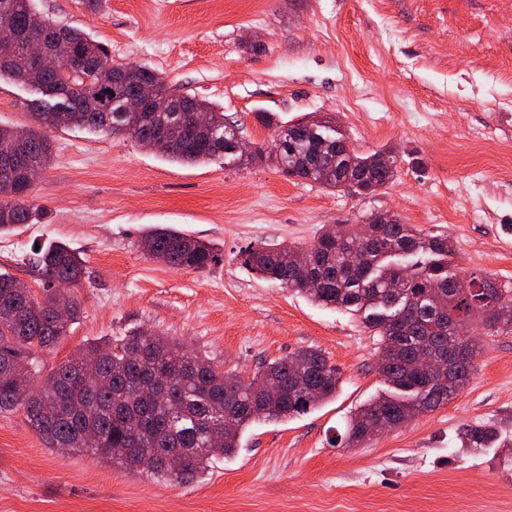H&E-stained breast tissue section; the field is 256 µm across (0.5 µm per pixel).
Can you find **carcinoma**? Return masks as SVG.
<instances>
[{
  "instance_id": "obj_1",
  "label": "carcinoma",
  "mask_w": 512,
  "mask_h": 512,
  "mask_svg": "<svg viewBox=\"0 0 512 512\" xmlns=\"http://www.w3.org/2000/svg\"><path fill=\"white\" fill-rule=\"evenodd\" d=\"M16 37L12 58L0 64V81L23 82L40 91L32 103L35 126L0 127V148L18 146L28 162L47 168L53 146L47 132L60 126L131 135L144 149L183 164L224 160L237 167L265 158L285 175L328 189L347 182L369 195L384 187L396 161L391 150L359 153L326 120L301 122L293 135L275 137L276 151H236L235 128L224 113L188 95L174 96L153 69L117 62L81 29L42 16L33 0H0V26ZM82 65L56 75L38 69L27 52L30 38ZM152 99V109L135 115L124 99ZM191 112L208 114L201 128ZM43 208L25 190V167L0 169V234L32 224ZM139 247L176 268L206 269L218 248L169 227L145 231ZM453 255L445 235H425L396 214L370 215L366 223L343 224L332 237L321 231L309 245L264 243L246 252L245 263L263 278L323 306L363 314L379 337L380 373L388 391L347 422L345 439L358 442L378 424H397L435 410L460 392L474 370L478 341L469 322L486 313V333H512V287L469 276L467 287L449 269ZM43 279L42 296L9 273H0V412L21 408L30 428L51 449L85 451L124 471L178 481L204 473L218 456L234 455L243 433L264 417L287 421L314 411L336 396L339 371L321 352L301 349L264 362L250 378L229 375L180 341L138 329L113 340L90 342L77 357L45 376L34 351L59 342L80 316L68 291L82 284L85 267L66 244L39 245L23 256ZM67 308L65 321L44 297ZM422 354L440 363L427 372ZM94 435L90 446L86 436ZM491 431L469 428L464 448H483ZM184 456L175 472L166 460Z\"/></svg>"
}]
</instances>
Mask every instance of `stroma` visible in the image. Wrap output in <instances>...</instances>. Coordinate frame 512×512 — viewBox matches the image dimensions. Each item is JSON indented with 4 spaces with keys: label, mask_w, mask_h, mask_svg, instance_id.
<instances>
[{
    "label": "stroma",
    "mask_w": 512,
    "mask_h": 512,
    "mask_svg": "<svg viewBox=\"0 0 512 512\" xmlns=\"http://www.w3.org/2000/svg\"><path fill=\"white\" fill-rule=\"evenodd\" d=\"M121 62L156 70L171 93L222 112L268 151L275 124L330 117L358 152L393 149V180L361 196L272 165H181L125 134L59 128L31 196L44 219L0 234V271L41 294L22 261L60 241L86 263L80 318L38 355L43 372L87 343L145 328L224 371L302 348L340 371L336 396L288 421L260 420L230 457L180 482L130 474L45 446L22 410L0 413V512H512V334L484 335L474 372L434 411L343 444L350 416L384 388L361 314L318 306L244 263L262 242L310 243L320 228L389 211L448 236L460 276L512 283V0H35ZM37 93L0 83V125L32 122ZM170 225L216 245L219 263L174 268L137 242ZM469 427L496 436L460 445Z\"/></svg>",
    "instance_id": "1"
}]
</instances>
